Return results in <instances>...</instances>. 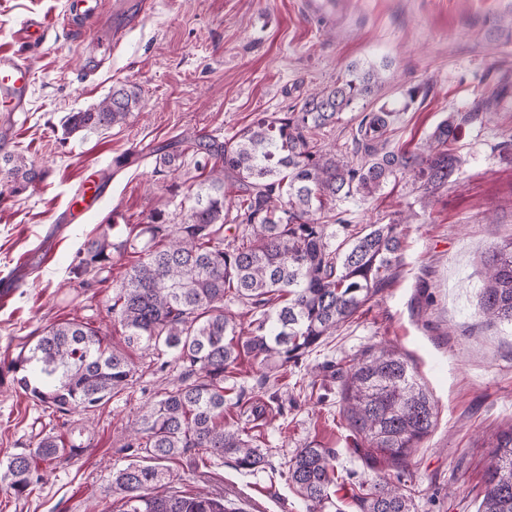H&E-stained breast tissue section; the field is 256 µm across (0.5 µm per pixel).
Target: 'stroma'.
<instances>
[{"instance_id": "stroma-1", "label": "stroma", "mask_w": 512, "mask_h": 512, "mask_svg": "<svg viewBox=\"0 0 512 512\" xmlns=\"http://www.w3.org/2000/svg\"><path fill=\"white\" fill-rule=\"evenodd\" d=\"M333 23L305 17L299 0H155V9L96 74V54L85 32L63 25L67 0H0V47L32 12L57 21L32 44L34 77L28 112L0 149L23 155L45 179L21 195L0 199V278L15 294L0 307V362L10 360L43 328L78 319L108 340L122 337L107 308L112 290L138 253L114 258L108 278L70 283L77 250L109 221L141 224L154 209L173 212L199 172L184 154L175 173H155L156 148L189 133L228 138L261 112H286L309 94L333 85L353 62L386 64L380 98H399L424 85L392 125L388 146L415 149L448 113L475 98L504 92L498 110L463 127L457 143L464 164L434 196L410 177L398 178L368 201L339 202L349 224H385L411 213L401 264L379 291L334 336L296 365L266 378L252 359L238 368L244 400L267 412L252 433L267 454L261 469H237L232 458L190 451L170 460V488L224 496L246 512H306L288 483V462L308 443L334 454L336 487L324 512H358L357 498L378 476L356 450L342 415V374L373 346L405 352L432 393L437 423L415 449L403 474L386 471L415 489L414 512H477L489 449L483 434L512 423V325L480 317L479 289L494 251L512 241V43L485 39L486 18L505 0H340ZM139 88L141 108L126 124L100 134L64 135L68 113L98 104L113 86ZM112 177L109 195L85 218L56 223L76 183ZM51 252L47 266L18 267L26 252ZM167 373L145 375L95 415L70 414L56 432L86 438L89 449L60 465L26 497L0 485V512H93L113 468L130 459L128 426L166 388ZM48 416L10 379L0 380V466L27 450Z\"/></svg>"}]
</instances>
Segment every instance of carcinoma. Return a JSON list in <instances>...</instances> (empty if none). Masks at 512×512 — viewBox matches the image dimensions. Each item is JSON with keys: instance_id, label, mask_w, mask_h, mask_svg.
Listing matches in <instances>:
<instances>
[{"instance_id": "carcinoma-1", "label": "carcinoma", "mask_w": 512, "mask_h": 512, "mask_svg": "<svg viewBox=\"0 0 512 512\" xmlns=\"http://www.w3.org/2000/svg\"><path fill=\"white\" fill-rule=\"evenodd\" d=\"M506 15L485 22V37L512 42V0ZM386 65L347 66L345 77L304 98L289 112H263L234 136L183 139L205 176L185 199L178 222L154 210L144 224H114L84 243L72 278L112 270V259L141 244L112 296L113 323L123 337L110 343L89 323L72 320L44 328L0 367L23 394L57 419L94 412L124 393L151 366L128 356L139 349L174 377L129 427L128 447L143 456L112 471L106 495L122 494L121 512H241L208 493L170 494L165 462L189 451L234 459L254 471L266 454L240 426L224 424V380L243 356L260 360L268 377L296 364L352 319L392 279L403 251L408 217L358 228L336 214V202L367 201L400 176L432 194L458 173L455 143L462 128L499 104L480 98L465 112H450L414 150L387 149L386 134L400 111L382 105L365 113L355 141L356 161L318 143L317 131L371 101ZM140 106L137 87L112 90L97 105L65 119L66 134H91L121 125ZM182 152L156 150L155 172L181 167ZM45 173L20 154L0 155V198L18 196ZM233 219H228L231 210ZM253 314L244 330L224 303ZM481 313L512 323V244L486 267ZM343 416L350 429L400 470L432 431L431 395L400 352L390 346L349 365ZM492 449L479 512H512V426L485 441ZM85 445L41 434L26 452L10 457L0 480L16 497L31 492ZM333 455L298 450L288 464L289 484L306 512H323L335 485ZM359 512H412V491L390 481L359 497Z\"/></svg>"}]
</instances>
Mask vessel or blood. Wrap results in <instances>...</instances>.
I'll use <instances>...</instances> for the list:
<instances>
[{
  "label": "vessel or blood",
  "instance_id": "1",
  "mask_svg": "<svg viewBox=\"0 0 512 512\" xmlns=\"http://www.w3.org/2000/svg\"><path fill=\"white\" fill-rule=\"evenodd\" d=\"M153 9V0H69L66 10L67 23L82 18L111 14L112 21L106 26L94 27L92 40L101 54L93 60V69L102 68L107 57L123 42L126 34L138 26ZM51 20L35 15L26 18L16 30L15 45L0 50V112L12 117L27 111L32 85V61L24 49L32 42L47 36ZM109 190L105 180H82L75 191L68 210L89 209L101 202Z\"/></svg>",
  "mask_w": 512,
  "mask_h": 512
}]
</instances>
